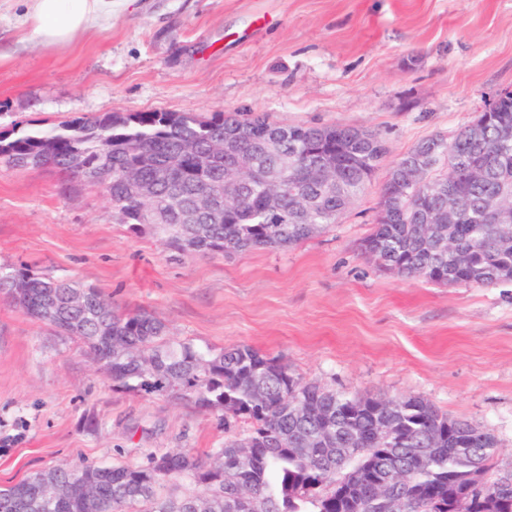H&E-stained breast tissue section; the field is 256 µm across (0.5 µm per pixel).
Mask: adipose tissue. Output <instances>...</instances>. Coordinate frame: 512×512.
<instances>
[{"label": "adipose tissue", "instance_id": "1", "mask_svg": "<svg viewBox=\"0 0 512 512\" xmlns=\"http://www.w3.org/2000/svg\"><path fill=\"white\" fill-rule=\"evenodd\" d=\"M32 34L47 46L69 43L75 35L111 17L112 0H30Z\"/></svg>", "mask_w": 512, "mask_h": 512}]
</instances>
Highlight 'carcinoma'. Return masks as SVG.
<instances>
[{"label": "carcinoma", "mask_w": 512, "mask_h": 512, "mask_svg": "<svg viewBox=\"0 0 512 512\" xmlns=\"http://www.w3.org/2000/svg\"><path fill=\"white\" fill-rule=\"evenodd\" d=\"M274 127L264 115L244 118L231 110L207 119L174 112L80 116L50 129H13L11 137L0 138V164L23 167L32 158L36 165L48 163L93 187L97 182L88 180V174L110 172V201L122 223L133 228L152 224L166 246L180 253L283 250L337 223L370 181L385 147L374 134L363 137L353 127L290 125L278 150L268 151L262 135ZM493 128L508 133L497 159H486L481 144L464 127L452 139L458 162L451 172H442L441 146L447 144L442 138H432L398 160L403 163L416 150L429 154L432 170L460 198L455 236L461 246L478 250L485 272L477 276L452 269L448 245L421 242V216L442 209L444 201L405 185L395 190L401 206L379 213L364 240L363 248L375 249L382 267L446 285L504 280L497 269L512 267V252L499 253L498 226L485 221L481 202L494 191H512V99L498 105ZM235 132L238 151L251 159L256 179L226 187L229 158L212 155L210 146ZM105 135L112 139L108 167L100 153ZM75 153L84 157L85 168L72 165ZM283 154L298 156L300 169L289 175L295 193L284 197L281 212L270 219L263 212L262 179L279 172ZM317 159L344 163L342 182L326 189L310 177L308 166ZM135 165L153 195L157 218L150 221L144 217L145 203L121 178L122 169ZM475 165L489 168L486 180L469 179ZM215 186L224 187V217L216 220L200 212L186 223L184 215L195 200ZM301 198L314 205L315 223L293 221ZM46 282L23 268L0 267V294L27 315L60 336H72L71 321L82 323L77 339L94 359L110 364L104 374L113 383L133 393L191 400L226 419L247 420L251 427L245 440L255 451L240 460V439L214 449L236 470L234 483L209 469V456L188 452L150 453L139 466L79 463L40 470L0 487V512H195L203 496L211 499V512H333L329 503L335 499L339 512H383L374 499V483L395 463L407 466L413 477L412 485L397 488L403 512H433L432 497L446 504L452 489L459 512H476L482 490H469L466 477L477 463L487 471L492 468L498 441L470 422L448 420L419 396L397 402L391 415L378 407L377 399L362 397L353 412L350 398L301 382L288 365L251 346L216 352L174 342L160 318L145 310L122 311L94 287L78 305L60 307L49 316L48 301L65 299L73 281L55 278L57 287L50 290L41 287ZM141 355L155 361L152 374L141 373ZM171 375L181 378L175 391L168 384ZM384 420L391 421L393 436L381 442L378 428ZM51 481L65 485L70 496L48 508L39 501L38 490L40 483ZM494 483L512 512V474Z\"/></svg>", "instance_id": "cac0c4a2"}]
</instances>
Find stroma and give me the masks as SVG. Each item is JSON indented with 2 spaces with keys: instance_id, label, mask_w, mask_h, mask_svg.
Returning a JSON list of instances; mask_svg holds the SVG:
<instances>
[{
  "instance_id": "1",
  "label": "stroma",
  "mask_w": 512,
  "mask_h": 512,
  "mask_svg": "<svg viewBox=\"0 0 512 512\" xmlns=\"http://www.w3.org/2000/svg\"><path fill=\"white\" fill-rule=\"evenodd\" d=\"M0 0V133L76 116L224 110L375 133L386 152L336 224L284 250L180 254L120 223L98 188L0 165V267L100 289L176 341L252 346L348 396H419L498 441L512 472V280L441 285L362 251L394 163L512 89V0H113L67 44L28 41ZM96 419L88 427L87 419ZM220 412L115 386L77 339L0 297V485L59 464L206 454Z\"/></svg>"
}]
</instances>
